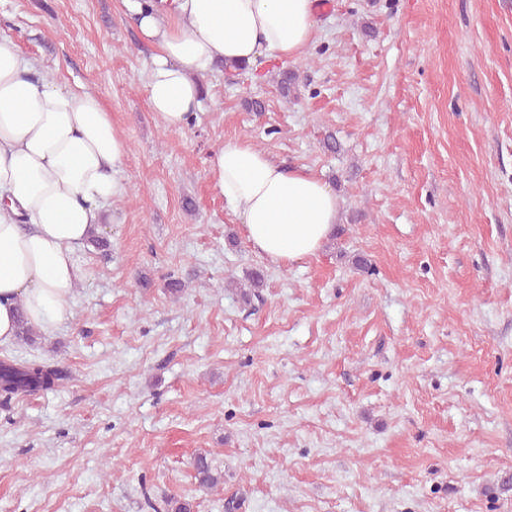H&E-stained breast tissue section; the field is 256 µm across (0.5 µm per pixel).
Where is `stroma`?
Masks as SVG:
<instances>
[{
    "label": "stroma",
    "instance_id": "35a3bbf8",
    "mask_svg": "<svg viewBox=\"0 0 512 512\" xmlns=\"http://www.w3.org/2000/svg\"><path fill=\"white\" fill-rule=\"evenodd\" d=\"M317 21L303 57L201 78L176 133L119 0H0V36L129 147L70 319L0 346L68 374L0 406V512H512V0H320ZM229 138L333 187L321 251L252 249L211 184ZM194 479L200 488L213 490L223 483V476L213 465L207 454L199 453L194 458Z\"/></svg>",
    "mask_w": 512,
    "mask_h": 512
}]
</instances>
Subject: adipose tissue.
I'll return each instance as SVG.
<instances>
[{
	"mask_svg": "<svg viewBox=\"0 0 512 512\" xmlns=\"http://www.w3.org/2000/svg\"><path fill=\"white\" fill-rule=\"evenodd\" d=\"M154 49L146 93L164 129L184 130L200 107V77L224 61L294 58L312 43L314 0H120ZM32 60L0 37V345L18 314L48 333L71 314L83 277L74 260L127 193L128 145L98 96L32 79ZM214 189L253 250L288 265L316 254L339 201L307 168L243 139L208 159Z\"/></svg>",
	"mask_w": 512,
	"mask_h": 512,
	"instance_id": "adipose-tissue-1",
	"label": "adipose tissue"
}]
</instances>
